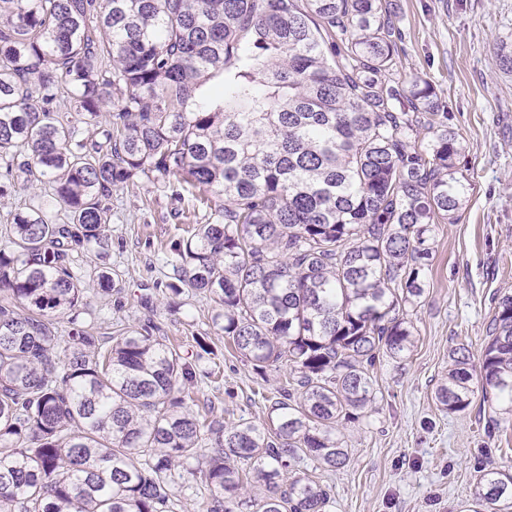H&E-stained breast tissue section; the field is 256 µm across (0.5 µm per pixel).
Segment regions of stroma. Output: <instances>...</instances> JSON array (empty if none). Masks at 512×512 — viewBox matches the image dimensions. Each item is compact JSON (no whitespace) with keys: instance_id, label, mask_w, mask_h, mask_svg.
Here are the masks:
<instances>
[{"instance_id":"35a3bbf8","label":"stroma","mask_w":512,"mask_h":512,"mask_svg":"<svg viewBox=\"0 0 512 512\" xmlns=\"http://www.w3.org/2000/svg\"><path fill=\"white\" fill-rule=\"evenodd\" d=\"M395 2L398 69L440 94L466 147L470 187L456 222L434 226L426 293L410 311L417 332L412 354L404 361L383 356L371 367L372 407L340 427L346 465L304 467L332 487L333 512H465L482 471L512 465V424L489 427L476 400L465 411H443L433 390L452 348L465 346L479 361L496 301L512 293V74L497 60L500 43L512 41V0ZM193 203L172 177H142L114 189L108 253L99 257L92 247L79 262L116 270L120 288L108 296L85 290L80 307L93 335L149 325L187 358L196 337H206L214 353L195 370L214 376L189 386L192 409L228 426L242 419L262 424L287 364L256 375L213 326L212 297L188 289L172 310L161 294L173 271L159 256L181 236Z\"/></svg>"}]
</instances>
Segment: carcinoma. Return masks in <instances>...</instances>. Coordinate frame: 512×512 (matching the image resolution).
<instances>
[{"mask_svg":"<svg viewBox=\"0 0 512 512\" xmlns=\"http://www.w3.org/2000/svg\"><path fill=\"white\" fill-rule=\"evenodd\" d=\"M400 38L392 0H0V198L34 189L0 226V512H174L196 484L203 512H330L290 468L345 464L339 422L372 404L380 354L412 352L433 224L466 191L441 96L397 77ZM155 174L206 211L165 250L169 297L213 296L258 374L288 361L271 429L202 419L196 372L151 327L80 320L84 290L117 282L73 253L107 245L113 189ZM449 359L438 406L478 389L512 420L511 293L479 369ZM473 501L512 512V472L484 471Z\"/></svg>","mask_w":512,"mask_h":512,"instance_id":"carcinoma-1","label":"carcinoma"}]
</instances>
